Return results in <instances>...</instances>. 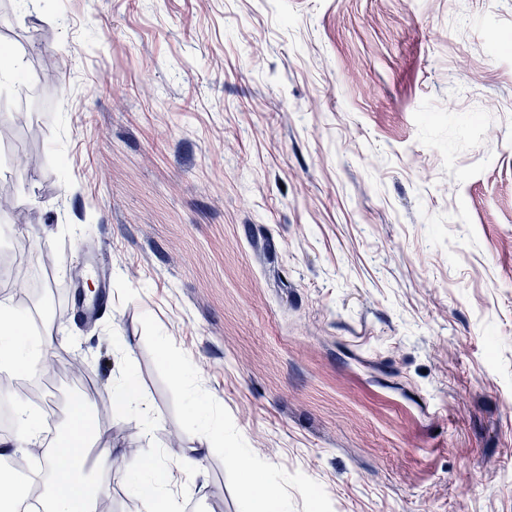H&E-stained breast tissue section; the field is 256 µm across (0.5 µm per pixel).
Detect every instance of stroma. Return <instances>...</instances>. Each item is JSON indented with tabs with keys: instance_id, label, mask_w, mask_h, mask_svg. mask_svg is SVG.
<instances>
[{
	"instance_id": "obj_1",
	"label": "stroma",
	"mask_w": 512,
	"mask_h": 512,
	"mask_svg": "<svg viewBox=\"0 0 512 512\" xmlns=\"http://www.w3.org/2000/svg\"><path fill=\"white\" fill-rule=\"evenodd\" d=\"M0 43V301L63 340L0 468L129 373L97 421L179 512H251L235 448L288 512H512V0H0ZM133 379L127 374L122 382L112 390V403L106 397L98 400V406L101 411L112 405L113 411H125L133 408L137 404V397L133 388ZM18 417L19 426L14 437L10 439L0 437L1 454H3L4 448H19L24 445L33 444L38 440L40 435L39 421L33 413L29 412L24 404L19 405Z\"/></svg>"
}]
</instances>
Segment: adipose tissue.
Wrapping results in <instances>:
<instances>
[{"label": "adipose tissue", "instance_id": "adipose-tissue-1", "mask_svg": "<svg viewBox=\"0 0 512 512\" xmlns=\"http://www.w3.org/2000/svg\"><path fill=\"white\" fill-rule=\"evenodd\" d=\"M57 338L50 331L32 336L26 317L0 303V367L32 373L54 352ZM112 441L95 425L83 403L74 404L70 423L45 456L50 474L49 491L41 504L44 512H98L109 489L94 480L93 471L112 465ZM134 490L145 512H178L175 500L164 491L168 472L159 464L154 448L139 449L131 465Z\"/></svg>", "mask_w": 512, "mask_h": 512}]
</instances>
